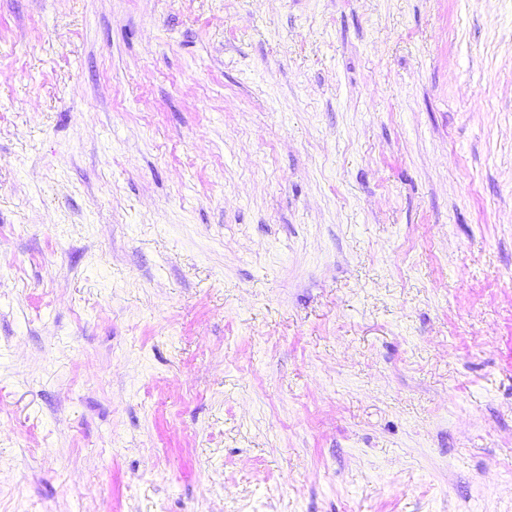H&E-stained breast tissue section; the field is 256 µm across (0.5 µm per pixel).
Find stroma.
Here are the masks:
<instances>
[{"label": "stroma", "instance_id": "stroma-1", "mask_svg": "<svg viewBox=\"0 0 512 512\" xmlns=\"http://www.w3.org/2000/svg\"><path fill=\"white\" fill-rule=\"evenodd\" d=\"M0 512H512V0H0Z\"/></svg>", "mask_w": 512, "mask_h": 512}]
</instances>
